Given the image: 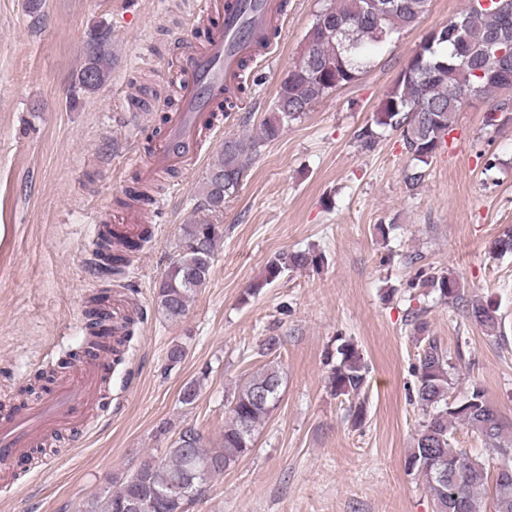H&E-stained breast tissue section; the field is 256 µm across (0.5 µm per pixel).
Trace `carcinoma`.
<instances>
[{"instance_id": "obj_1", "label": "carcinoma", "mask_w": 512, "mask_h": 512, "mask_svg": "<svg viewBox=\"0 0 512 512\" xmlns=\"http://www.w3.org/2000/svg\"><path fill=\"white\" fill-rule=\"evenodd\" d=\"M429 0H334V6L317 15L316 24L332 20L346 30L336 37L330 33L302 51L298 61L280 84L275 114L267 119L254 138L224 141L220 158L208 170L204 193L205 208L214 213L224 209V199L237 192L259 147L279 137L284 127L303 117L311 107L337 88L356 81L370 67L366 46L382 43L392 34L414 26L426 12ZM512 0H491L487 7L467 0L457 17L438 33L425 36L396 83L388 92L372 123L362 127L357 139L368 149L390 129L402 137L409 158L405 184L416 190L427 176V167L441 150L442 140L469 94L488 102L491 110L512 112V53L496 54L512 47ZM87 42L93 47L83 53L75 88L93 93L112 76V32L95 26ZM162 186L149 183L116 203L124 209L145 210L153 193ZM224 236L223 226L196 220L182 228L176 259L163 275L157 291L158 307L170 320L186 315L197 290L206 286L215 250ZM133 243L115 234L108 225L99 231L95 254L104 274L120 270ZM493 249L512 253V225L502 228ZM322 255L288 252L270 262L265 283L282 272L315 265ZM427 288L453 305L463 304L471 321L491 332L499 328L497 308L491 302L463 303L459 278L449 270L421 275ZM87 330L83 353L118 352L129 338L130 319L112 323L108 296L99 293L88 300ZM414 338L422 345L417 365L416 399L424 412L408 452L406 468L426 477L436 512H483V501L492 494L494 512H512V472H488L486 465L467 451L453 446V429L460 425L484 443L491 458L512 455V426L505 423L487 400L484 389L473 384L450 398L451 364L447 352L428 335V323L415 314ZM338 360L328 377L332 393L350 402L348 417L353 425L366 416L361 395L368 384L369 369L356 345L341 343ZM208 371L186 383L181 402L193 404L207 381ZM283 383V370L272 360L240 382L226 397V420L219 447H207L204 436L189 426L157 456L141 463L126 476L119 488L85 506L84 512H129L127 505L137 498L152 505L151 512H187L185 499L169 498L173 486L184 483L202 497L211 477L233 467L254 445L255 434L276 409Z\"/></svg>"}]
</instances>
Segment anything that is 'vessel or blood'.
I'll use <instances>...</instances> for the list:
<instances>
[{"instance_id": "obj_1", "label": "vessel or blood", "mask_w": 512, "mask_h": 512, "mask_svg": "<svg viewBox=\"0 0 512 512\" xmlns=\"http://www.w3.org/2000/svg\"><path fill=\"white\" fill-rule=\"evenodd\" d=\"M217 23L204 45H179L175 63L184 79L180 101L139 171L143 179L185 167L201 156L203 130H218L214 117L246 63L265 57L284 25L282 0H211ZM102 364L87 360L58 380L52 393L26 412H0V461L39 447L49 435L84 420L98 393Z\"/></svg>"}]
</instances>
